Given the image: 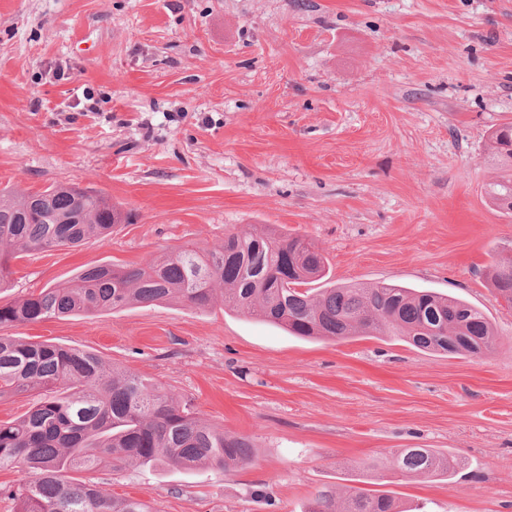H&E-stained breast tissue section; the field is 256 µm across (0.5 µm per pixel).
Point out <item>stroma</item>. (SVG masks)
Segmentation results:
<instances>
[{
  "label": "stroma",
  "instance_id": "35a3bbf8",
  "mask_svg": "<svg viewBox=\"0 0 512 512\" xmlns=\"http://www.w3.org/2000/svg\"><path fill=\"white\" fill-rule=\"evenodd\" d=\"M510 121L512 0H0V188L76 183L129 215L13 260L0 304L256 224L311 241L336 284L455 296L498 332L488 355L451 356L176 302L11 328L160 383L255 446L233 472L79 479L157 512H306L373 460L407 512H512V309L487 275L512 257L488 195L489 134ZM399 448L460 467L403 478Z\"/></svg>",
  "mask_w": 512,
  "mask_h": 512
}]
</instances>
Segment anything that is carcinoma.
Wrapping results in <instances>:
<instances>
[{
    "mask_svg": "<svg viewBox=\"0 0 512 512\" xmlns=\"http://www.w3.org/2000/svg\"><path fill=\"white\" fill-rule=\"evenodd\" d=\"M489 140L506 171L489 184V196L511 215L512 123L495 127ZM125 220L111 199L79 196L70 183L32 192L1 188L0 288L17 254L103 240ZM327 275L326 258L306 238L252 227L209 247L168 250L146 265L87 268L72 281L1 304L0 329L171 299L204 311L220 296L224 307L293 336H396L423 352L460 356H480L496 344L487 316L460 298L385 282L310 287ZM489 275L512 307V259L495 262ZM7 396L33 398L25 414L0 420V469L25 477L8 492L16 512H153L138 499L70 477L107 462L186 470L216 465L230 472L254 460L248 438L210 426L159 384L80 348L1 333L0 397ZM391 463L406 477L447 481L459 466L455 456L434 448H400ZM307 512L400 510L386 493L323 486Z\"/></svg>",
    "mask_w": 512,
    "mask_h": 512,
    "instance_id": "obj_1",
    "label": "carcinoma"
}]
</instances>
